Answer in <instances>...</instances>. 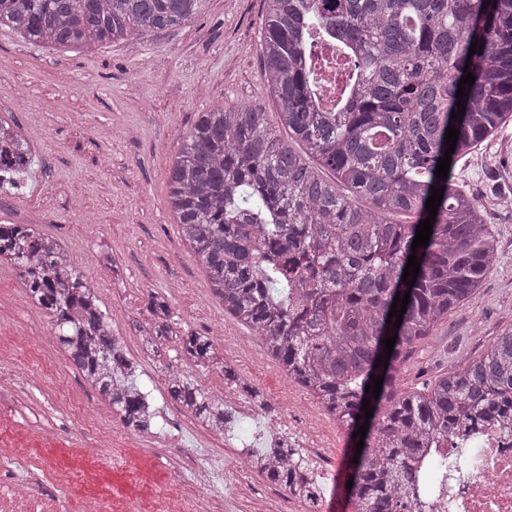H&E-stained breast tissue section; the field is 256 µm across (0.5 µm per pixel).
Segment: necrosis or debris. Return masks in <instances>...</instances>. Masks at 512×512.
<instances>
[{"label": "necrosis or debris", "instance_id": "4bbe7bcc", "mask_svg": "<svg viewBox=\"0 0 512 512\" xmlns=\"http://www.w3.org/2000/svg\"><path fill=\"white\" fill-rule=\"evenodd\" d=\"M307 404V391L292 392L276 419L296 448L315 445L313 430L297 421ZM30 456L17 439L0 448V512H71L70 497L46 491L48 473ZM414 472L409 512H512V418L432 444L416 458Z\"/></svg>", "mask_w": 512, "mask_h": 512}]
</instances>
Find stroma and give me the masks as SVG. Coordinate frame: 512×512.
Listing matches in <instances>:
<instances>
[{"mask_svg":"<svg viewBox=\"0 0 512 512\" xmlns=\"http://www.w3.org/2000/svg\"><path fill=\"white\" fill-rule=\"evenodd\" d=\"M264 0H209L205 15L144 44L116 42L91 51L58 52L23 41L0 28V94L24 99L10 118L32 140L39 164L32 184L0 193V224L33 222L62 239L75 266L98 292L116 335L142 364V380L158 410L148 432L125 427L96 391L79 376L54 338L44 311L20 306L21 280L0 263V345L17 346L28 336L44 343L26 357L47 383L31 394L48 408L70 402L54 426L68 448H42L35 464L49 472V486L76 496L118 500L161 499L180 492L225 503L223 492L203 485L195 461L178 448L201 444L202 430L171 400L160 370L141 346V327L150 295L162 296L175 316L169 348L184 333L212 335L240 384L269 402L252 423L263 437L288 394L289 380L254 331L225 315L205 274L184 247L168 202V177L185 133L199 113L217 104H241L266 115L278 127L279 106L262 75L258 47L263 36ZM250 51H242V44ZM458 178L486 210L499 240L496 268L479 293L451 312L416 347L400 375L404 390H425L483 352L492 336L512 325V220L499 207V194L512 184V125L497 140L481 145ZM112 252L114 271L101 272L99 246ZM96 411L77 425L75 407ZM112 448H104V438ZM304 512L288 503L285 490L260 477L241 484L232 512Z\"/></svg>","mask_w":512,"mask_h":512,"instance_id":"obj_1","label":"stroma"}]
</instances>
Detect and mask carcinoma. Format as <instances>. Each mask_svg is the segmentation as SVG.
Masks as SVG:
<instances>
[{
  "label": "carcinoma",
  "mask_w": 512,
  "mask_h": 512,
  "mask_svg": "<svg viewBox=\"0 0 512 512\" xmlns=\"http://www.w3.org/2000/svg\"><path fill=\"white\" fill-rule=\"evenodd\" d=\"M206 0H0V26L44 48L91 50L147 42L196 19ZM262 72L280 124L312 164L247 105L201 113L169 172L168 202L184 245L224 312L264 341L288 378L358 431L373 410L350 497L359 512H405L414 476L407 462L431 441L512 416V326L482 354L437 378L425 393L400 390L402 363L448 313L480 291L499 258L478 199L456 178L460 163L512 123V0H264ZM482 53L469 54L471 43ZM336 45L341 111L312 100L326 88L312 64ZM475 76L457 98L464 71ZM464 115L451 118L457 102ZM460 135L447 179L435 176ZM38 163L26 138L0 120V191ZM445 188L428 245L411 250L427 219L430 188ZM414 221L397 224L390 214ZM415 284L402 281L408 256ZM49 312L69 362L128 428L149 431L158 414L141 365L112 331L95 288L61 241L28 224H0V262ZM410 292L399 327L387 323L394 296ZM143 345L169 373L168 394L202 425L224 431V398L184 366L233 379L210 336L166 347L173 313L150 295ZM397 336L392 353L383 340ZM390 359H385V356ZM382 360H377V357ZM383 377L379 398L366 392ZM293 448L248 454L255 473L315 503L320 489Z\"/></svg>",
  "instance_id": "cac0c4a2"
}]
</instances>
